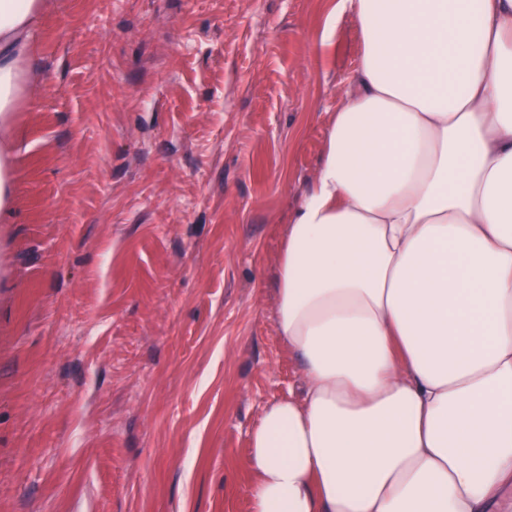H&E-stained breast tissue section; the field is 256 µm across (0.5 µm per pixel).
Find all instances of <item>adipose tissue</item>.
Instances as JSON below:
<instances>
[{
	"label": "adipose tissue",
	"mask_w": 512,
	"mask_h": 512,
	"mask_svg": "<svg viewBox=\"0 0 512 512\" xmlns=\"http://www.w3.org/2000/svg\"><path fill=\"white\" fill-rule=\"evenodd\" d=\"M43 0H0V123ZM361 56L287 224L298 393L250 439L252 512H512V0H337Z\"/></svg>",
	"instance_id": "obj_1"
}]
</instances>
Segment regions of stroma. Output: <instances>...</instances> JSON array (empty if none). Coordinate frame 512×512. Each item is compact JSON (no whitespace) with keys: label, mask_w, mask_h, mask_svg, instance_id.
<instances>
[{"label":"stroma","mask_w":512,"mask_h":512,"mask_svg":"<svg viewBox=\"0 0 512 512\" xmlns=\"http://www.w3.org/2000/svg\"><path fill=\"white\" fill-rule=\"evenodd\" d=\"M335 0H47L0 125V512H251L298 389L288 215L361 45Z\"/></svg>","instance_id":"stroma-1"}]
</instances>
